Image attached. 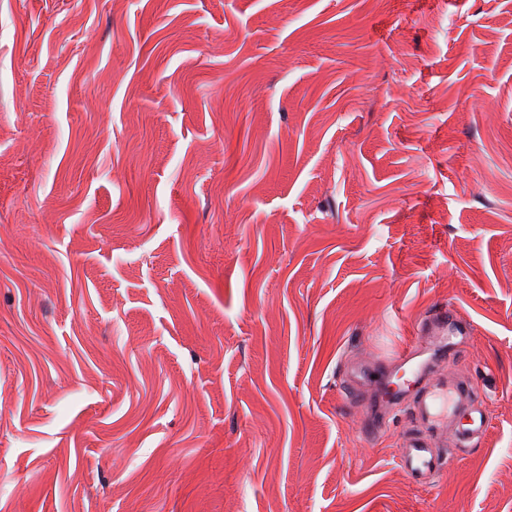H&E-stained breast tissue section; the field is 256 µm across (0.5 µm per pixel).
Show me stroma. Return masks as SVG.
<instances>
[{"label": "stroma", "instance_id": "35a3bbf8", "mask_svg": "<svg viewBox=\"0 0 512 512\" xmlns=\"http://www.w3.org/2000/svg\"><path fill=\"white\" fill-rule=\"evenodd\" d=\"M0 512H512V0H0ZM471 332V328L460 321L447 309L435 310L426 320L422 326L421 335L412 343L397 347L392 354L397 365L403 371L408 370L415 378L421 377L426 369L425 364H416L415 359L419 353L420 343L429 337H439L442 340H447L452 343V338L462 337L466 339ZM448 335V336H447ZM415 417L447 423L456 446L467 448L486 433L488 419L484 410L474 404L470 386L448 376V385H437L422 392L413 406ZM431 438L425 435H409L399 451V461L405 471L421 485H430L445 469L446 459L434 451Z\"/></svg>", "mask_w": 512, "mask_h": 512}]
</instances>
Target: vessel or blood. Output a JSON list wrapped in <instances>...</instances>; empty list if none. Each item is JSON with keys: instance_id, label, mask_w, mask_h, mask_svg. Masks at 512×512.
I'll use <instances>...</instances> for the list:
<instances>
[{"instance_id": "b4317fda", "label": "vessel or blood", "mask_w": 512, "mask_h": 512, "mask_svg": "<svg viewBox=\"0 0 512 512\" xmlns=\"http://www.w3.org/2000/svg\"><path fill=\"white\" fill-rule=\"evenodd\" d=\"M470 327L447 310L434 311L424 323L423 337L455 338L468 337ZM419 342L397 347L393 357L400 369L421 377L425 364L417 363ZM415 417L437 423L448 424L457 447L467 448L479 441L486 433L488 419L484 410L476 406L470 386L456 379H449L447 385H438L424 390L414 405ZM399 461L405 471L418 483L428 485L434 482L446 467L445 458L437 455L430 437L420 434L409 435L399 451Z\"/></svg>"}]
</instances>
